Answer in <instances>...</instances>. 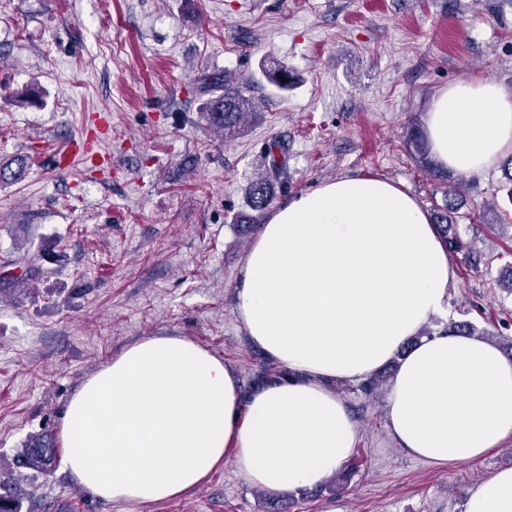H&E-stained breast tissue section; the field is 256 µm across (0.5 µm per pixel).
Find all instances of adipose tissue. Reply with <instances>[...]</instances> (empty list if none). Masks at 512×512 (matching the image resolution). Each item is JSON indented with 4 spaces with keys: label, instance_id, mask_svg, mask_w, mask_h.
<instances>
[{
    "label": "adipose tissue",
    "instance_id": "1",
    "mask_svg": "<svg viewBox=\"0 0 512 512\" xmlns=\"http://www.w3.org/2000/svg\"><path fill=\"white\" fill-rule=\"evenodd\" d=\"M423 132L440 167L478 175L512 151V97L489 78L431 98ZM455 266L428 211L383 178L341 176L270 212L246 253L235 312L287 371L244 393L223 359L176 336L134 342L69 398L60 443L90 495L143 504L185 494L230 463L248 484L300 493L350 456L340 384L396 362L385 406L398 448L434 465L512 439V358L454 331L421 336L448 306ZM463 512H512V467Z\"/></svg>",
    "mask_w": 512,
    "mask_h": 512
}]
</instances>
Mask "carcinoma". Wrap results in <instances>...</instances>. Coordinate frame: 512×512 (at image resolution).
<instances>
[{
	"label": "carcinoma",
	"mask_w": 512,
	"mask_h": 512,
	"mask_svg": "<svg viewBox=\"0 0 512 512\" xmlns=\"http://www.w3.org/2000/svg\"><path fill=\"white\" fill-rule=\"evenodd\" d=\"M269 82L278 89L286 91L291 85V73L288 67L280 65L266 72ZM201 84L208 87H221L223 93L208 99L202 107L201 119L212 129L228 133L238 132L259 117L255 98L248 94V82L240 74L227 73L201 78ZM407 144L412 149L416 162L424 169L433 172L443 184L453 183L454 178L448 170H444L434 161L430 148L423 135L422 128L412 126L407 131ZM288 148L280 141L268 145L264 156L266 176L252 181L247 188V206L256 215L241 213L236 216L238 224H257L260 216L269 207L274 196V184L287 169ZM29 164L26 155H15L0 161V184L20 179ZM457 209V198L452 191L445 194L443 209L437 211L434 223L437 224L441 237L450 251H466L471 255V247L467 245L458 232L452 231L454 224L448 222V214ZM59 449L48 436H38L17 455L9 465V469H27L35 472H46L55 463ZM0 467V512H23L24 502L30 499L27 490L12 482L10 476L3 475Z\"/></svg>",
	"instance_id": "obj_1"
}]
</instances>
